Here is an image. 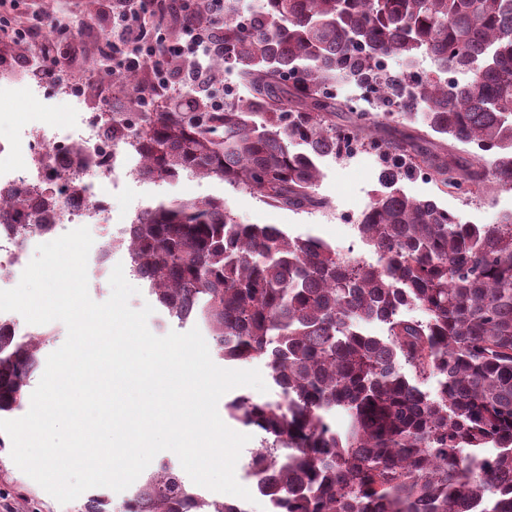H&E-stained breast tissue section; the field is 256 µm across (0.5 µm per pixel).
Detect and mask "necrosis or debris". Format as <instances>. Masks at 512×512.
I'll use <instances>...</instances> for the list:
<instances>
[{
    "label": "necrosis or debris",
    "instance_id": "1",
    "mask_svg": "<svg viewBox=\"0 0 512 512\" xmlns=\"http://www.w3.org/2000/svg\"><path fill=\"white\" fill-rule=\"evenodd\" d=\"M107 115L94 113L82 119L73 130L33 131L27 142L29 160L25 167L11 166L17 149L12 140L0 139V199L18 185H26L36 195L53 193L63 208L62 221L67 227L96 225L103 229V245L94 255L95 268L105 272L112 260L118 237L128 236V229L112 231V206L107 194L108 185L127 174L130 162L139 160L137 147L113 144L106 135ZM91 156L92 168H79L73 150ZM17 218L0 209V283L20 276L28 252L43 243V235H20L14 228Z\"/></svg>",
    "mask_w": 512,
    "mask_h": 512
}]
</instances>
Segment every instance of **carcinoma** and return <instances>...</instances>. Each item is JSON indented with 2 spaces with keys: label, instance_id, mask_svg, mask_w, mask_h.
Returning a JSON list of instances; mask_svg holds the SVG:
<instances>
[{
  "label": "carcinoma",
  "instance_id": "carcinoma-1",
  "mask_svg": "<svg viewBox=\"0 0 512 512\" xmlns=\"http://www.w3.org/2000/svg\"><path fill=\"white\" fill-rule=\"evenodd\" d=\"M385 55L428 57L436 73L409 89L380 76ZM226 62L252 98L213 112L189 90L154 112H114L112 143L135 144L153 180L215 178L295 210L328 206L320 157L355 141L384 160L357 224L375 264L240 224L213 198L150 205L119 244L168 316L198 321L221 359L266 360L279 399L224 409L265 434L249 471L270 512H512V212L458 224L399 187L424 171L446 194L512 188V0H264L244 19L226 8L216 75ZM346 77L380 86L381 112L334 98ZM395 119L423 129L394 135ZM32 202L20 185L8 206L24 216ZM58 221L47 196L34 229ZM408 305L426 319L404 318ZM375 320L386 337L364 331ZM46 342L0 325V414L24 406ZM433 377L432 395L413 382ZM76 512H112V498ZM123 512L241 510L198 502L164 465Z\"/></svg>",
  "mask_w": 512,
  "mask_h": 512
}]
</instances>
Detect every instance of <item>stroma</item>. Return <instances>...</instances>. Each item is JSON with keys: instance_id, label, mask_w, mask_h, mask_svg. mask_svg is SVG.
Wrapping results in <instances>:
<instances>
[{"instance_id": "obj_1", "label": "stroma", "mask_w": 512, "mask_h": 512, "mask_svg": "<svg viewBox=\"0 0 512 512\" xmlns=\"http://www.w3.org/2000/svg\"><path fill=\"white\" fill-rule=\"evenodd\" d=\"M21 12L30 22L56 32L51 49L42 45H15L0 39V72L38 55L54 76L39 82L13 79L0 86V137L23 139L34 127L71 124L77 112H130L134 106L127 90L112 80L110 67L91 71L88 56L95 44L112 27L110 0H17L0 6V16ZM67 37H59V30ZM383 159L371 149L339 159H320L317 193L329 202L320 210H292L267 203L266 199L242 188L211 178L184 176L176 181L142 182L126 175L112 190V224L131 223L137 212L161 201L217 198L243 224H273L290 235L313 234L337 251L352 250L354 256L376 262L377 256L361 242L356 223L380 189ZM410 197L432 199L455 212L467 224H492L512 212V189L494 186L490 193L475 197L438 191L426 175L416 174L400 182ZM87 495L67 504L58 503L34 480L22 472L10 457L9 448L0 449V512H76Z\"/></svg>"}]
</instances>
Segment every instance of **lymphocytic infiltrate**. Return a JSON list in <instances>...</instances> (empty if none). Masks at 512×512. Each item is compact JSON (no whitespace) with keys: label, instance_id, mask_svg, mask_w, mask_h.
<instances>
[{"label":"lymphocytic infiltrate","instance_id":"f902f5d3","mask_svg":"<svg viewBox=\"0 0 512 512\" xmlns=\"http://www.w3.org/2000/svg\"><path fill=\"white\" fill-rule=\"evenodd\" d=\"M157 14L176 18L180 24L176 39L169 41L158 34L150 22ZM95 51L120 68H148L158 92L170 88L176 60L190 57L187 81L198 91L210 92L206 61L224 54V0H208L202 21L195 19L191 0H112V33Z\"/></svg>","mask_w":512,"mask_h":512}]
</instances>
